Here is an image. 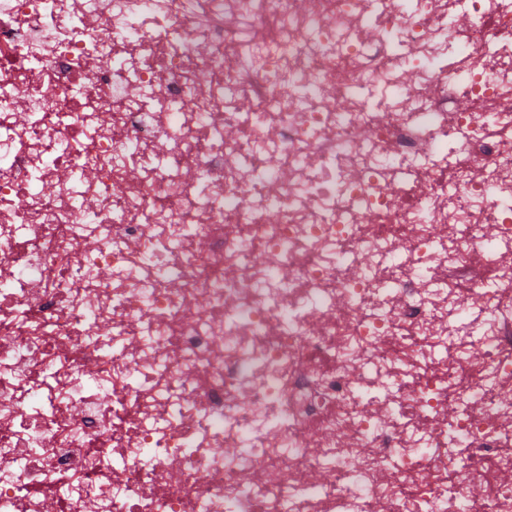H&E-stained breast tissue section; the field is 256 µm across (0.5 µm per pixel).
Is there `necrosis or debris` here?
<instances>
[{"instance_id":"obj_1","label":"necrosis or debris","mask_w":512,"mask_h":512,"mask_svg":"<svg viewBox=\"0 0 512 512\" xmlns=\"http://www.w3.org/2000/svg\"><path fill=\"white\" fill-rule=\"evenodd\" d=\"M312 4L0 0V512H512V0Z\"/></svg>"}]
</instances>
